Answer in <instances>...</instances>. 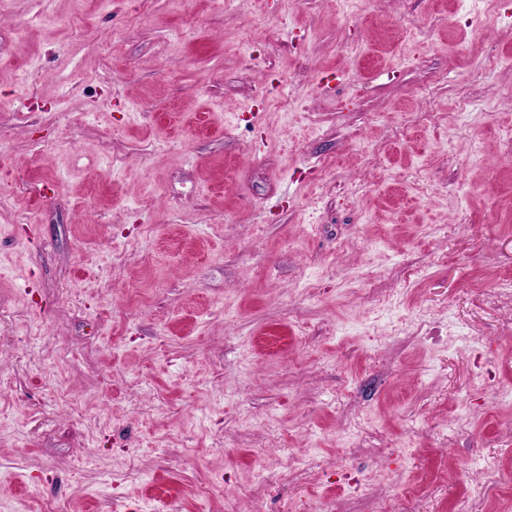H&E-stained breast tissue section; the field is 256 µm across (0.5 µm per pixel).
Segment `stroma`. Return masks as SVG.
I'll use <instances>...</instances> for the list:
<instances>
[{"label":"stroma","mask_w":512,"mask_h":512,"mask_svg":"<svg viewBox=\"0 0 512 512\" xmlns=\"http://www.w3.org/2000/svg\"><path fill=\"white\" fill-rule=\"evenodd\" d=\"M505 54L512 0H0V512H512Z\"/></svg>","instance_id":"obj_1"}]
</instances>
